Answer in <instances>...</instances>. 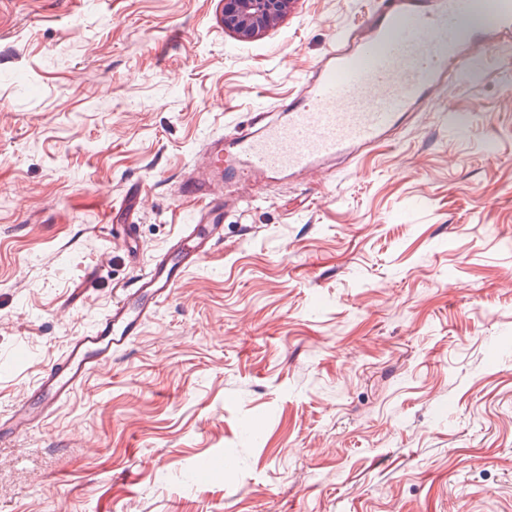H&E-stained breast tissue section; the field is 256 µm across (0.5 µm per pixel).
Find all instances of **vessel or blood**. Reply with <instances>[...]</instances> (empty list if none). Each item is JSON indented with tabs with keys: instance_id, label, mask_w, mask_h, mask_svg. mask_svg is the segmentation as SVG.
<instances>
[{
	"instance_id": "1",
	"label": "vessel or blood",
	"mask_w": 512,
	"mask_h": 512,
	"mask_svg": "<svg viewBox=\"0 0 512 512\" xmlns=\"http://www.w3.org/2000/svg\"><path fill=\"white\" fill-rule=\"evenodd\" d=\"M478 13L484 21L472 25ZM493 46L512 47V0H376L364 24L304 75L278 118L258 114L231 139L204 138L207 166L188 168L177 190L198 202L190 222L137 265L111 307L0 415V442L27 435L42 423L44 404L67 401L92 371L125 351L186 274L223 244L224 184L256 172L289 178L359 156L448 80L482 65Z\"/></svg>"
}]
</instances>
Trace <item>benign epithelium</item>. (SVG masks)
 Instances as JSON below:
<instances>
[{
  "label": "benign epithelium",
  "instance_id": "benign-epithelium-1",
  "mask_svg": "<svg viewBox=\"0 0 512 512\" xmlns=\"http://www.w3.org/2000/svg\"><path fill=\"white\" fill-rule=\"evenodd\" d=\"M224 30L254 41L280 24L292 0H223Z\"/></svg>",
  "mask_w": 512,
  "mask_h": 512
}]
</instances>
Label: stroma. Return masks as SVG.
Returning <instances> with one entry per match:
<instances>
[{"label":"stroma","instance_id":"stroma-1","mask_svg":"<svg viewBox=\"0 0 512 512\" xmlns=\"http://www.w3.org/2000/svg\"><path fill=\"white\" fill-rule=\"evenodd\" d=\"M374 2L242 42L216 0H0V414L189 222L201 139ZM224 195L223 246L0 444V512H512V51L362 155Z\"/></svg>","mask_w":512,"mask_h":512}]
</instances>
